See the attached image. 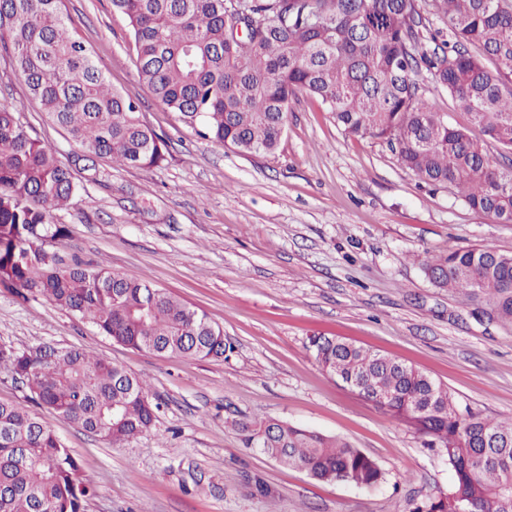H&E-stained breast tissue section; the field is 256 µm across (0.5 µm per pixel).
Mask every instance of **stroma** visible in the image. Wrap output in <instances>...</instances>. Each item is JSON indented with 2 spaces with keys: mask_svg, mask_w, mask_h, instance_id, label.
I'll return each mask as SVG.
<instances>
[{
  "mask_svg": "<svg viewBox=\"0 0 512 512\" xmlns=\"http://www.w3.org/2000/svg\"><path fill=\"white\" fill-rule=\"evenodd\" d=\"M113 88L138 98L167 143L150 169L99 161L56 223L78 255L179 296L224 330L227 359L159 357L102 336L43 299L0 288V344L84 347L146 379L154 429L114 445L50 412L93 495L85 512H412L454 486L446 459L409 423L322 371L314 335L397 357L447 387L461 411L512 417V328L435 287L427 256L487 244L512 253V224L473 213L452 187L421 182L387 143L345 134L299 95L276 155L200 140L140 81L111 0H64ZM421 93L449 124L469 121L426 70ZM31 136L73 147L0 51V100ZM277 419L342 438L381 464L375 488L321 482L245 447L231 422ZM265 488L257 490L255 478Z\"/></svg>",
  "mask_w": 512,
  "mask_h": 512,
  "instance_id": "obj_1",
  "label": "stroma"
}]
</instances>
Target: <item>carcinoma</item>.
<instances>
[{"label":"carcinoma","instance_id":"1","mask_svg":"<svg viewBox=\"0 0 512 512\" xmlns=\"http://www.w3.org/2000/svg\"><path fill=\"white\" fill-rule=\"evenodd\" d=\"M112 0L128 20L139 78L204 140L242 154L277 152L290 103L318 98L351 136L385 141L420 180L449 185L472 211L512 224V0ZM436 18L423 43L419 27ZM0 47L30 95L74 147L64 163L0 102V288L43 298L91 322L98 333L160 356L224 359V330L173 293L136 275L66 261L68 229L53 221L79 185L96 181L99 158L153 168L166 144L140 104L112 89L64 10L63 0H0ZM424 68L480 129L474 139L418 94ZM437 288L486 306L512 327V253L483 245L423 260ZM322 370L407 421L448 461L454 491L413 512H512V418L462 414L424 372L342 339L312 336ZM31 399L114 445L152 430L158 406L147 381L79 347L0 345V369ZM233 426L248 448L323 482L374 488L380 464L351 443L281 421ZM93 494L79 464L41 417L0 403V512H84Z\"/></svg>","mask_w":512,"mask_h":512}]
</instances>
